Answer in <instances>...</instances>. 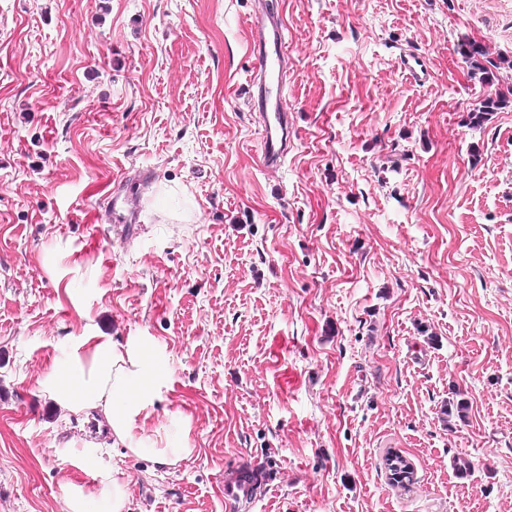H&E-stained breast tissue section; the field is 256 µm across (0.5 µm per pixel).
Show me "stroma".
<instances>
[{"label":"stroma","instance_id":"obj_1","mask_svg":"<svg viewBox=\"0 0 512 512\" xmlns=\"http://www.w3.org/2000/svg\"><path fill=\"white\" fill-rule=\"evenodd\" d=\"M282 2L271 170L254 0H0V512H69L66 481L110 512L115 466L126 512H226L245 462L269 479L238 512H512V103L471 121L512 88V0ZM145 168L129 237L111 192ZM87 331L148 351L141 455L41 385ZM257 5L246 23L253 67L250 70L248 105L257 112L261 127V159L266 167H280L288 157L293 135L285 95L288 74L287 26L280 11L268 0ZM460 53L465 62L469 63L472 70L478 71L484 75L483 80L487 85L493 84V72L482 64V59H484L486 55L482 45L476 42L463 44ZM399 67L407 79L415 83H426L432 77L429 63L420 53H405L399 58ZM509 100V97L501 92L495 91L494 93L488 94V96L480 102L478 108L473 109L472 112H475L472 117L473 123L480 124L486 119V116L489 115L490 112H495L503 108L509 103ZM118 469H112V477L109 481L103 484L100 492L107 496L112 501L113 512H124L126 508V497L124 485L120 479H118ZM117 475V476H116Z\"/></svg>","mask_w":512,"mask_h":512}]
</instances>
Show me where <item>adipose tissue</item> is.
<instances>
[{
    "instance_id": "adipose-tissue-1",
    "label": "adipose tissue",
    "mask_w": 512,
    "mask_h": 512,
    "mask_svg": "<svg viewBox=\"0 0 512 512\" xmlns=\"http://www.w3.org/2000/svg\"><path fill=\"white\" fill-rule=\"evenodd\" d=\"M148 352L100 335L82 337L65 370L45 380L69 411H99L110 425L113 444H129L132 423L151 396Z\"/></svg>"
}]
</instances>
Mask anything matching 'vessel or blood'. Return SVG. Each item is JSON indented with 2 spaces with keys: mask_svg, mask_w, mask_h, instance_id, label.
I'll return each mask as SVG.
<instances>
[{
  "mask_svg": "<svg viewBox=\"0 0 512 512\" xmlns=\"http://www.w3.org/2000/svg\"><path fill=\"white\" fill-rule=\"evenodd\" d=\"M253 66L250 70L248 105L257 112L261 127V159L265 166L280 167L288 156L293 135L285 83L288 74L287 26L269 0H256L246 23ZM399 67L407 79L428 82L431 71L425 56L407 53L399 58ZM252 469L234 468L224 481V504L244 499L249 491Z\"/></svg>",
  "mask_w": 512,
  "mask_h": 512,
  "instance_id": "obj_1",
  "label": "vessel or blood"
}]
</instances>
